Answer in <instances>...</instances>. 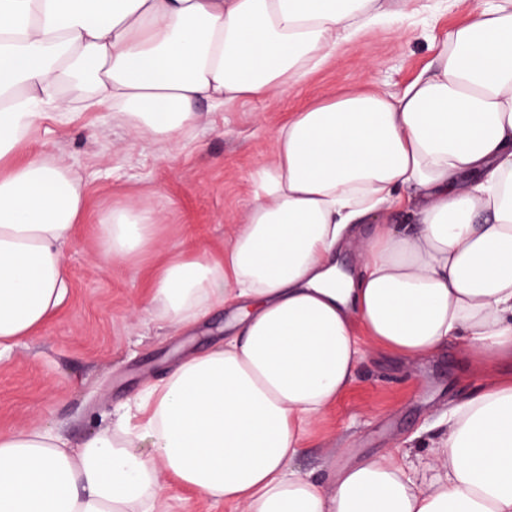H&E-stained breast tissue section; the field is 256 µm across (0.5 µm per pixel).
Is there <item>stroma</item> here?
I'll use <instances>...</instances> for the list:
<instances>
[{
    "mask_svg": "<svg viewBox=\"0 0 512 512\" xmlns=\"http://www.w3.org/2000/svg\"><path fill=\"white\" fill-rule=\"evenodd\" d=\"M480 3L414 0L409 17L373 25L283 93L241 100L220 112L200 104L192 138L178 146L133 137L105 109L43 119L24 156L54 154L82 178L87 208L66 248L70 282L61 312L0 361V434L51 428L78 447L183 357L222 344L227 310L189 329L150 315L149 284L159 259L185 244L219 255L244 222L272 133L290 113L374 83L401 88ZM134 202L159 214L154 249L133 265L103 263L101 217ZM485 380L467 371L456 343L426 359L372 351L319 422L297 466L322 478L331 464L403 445L420 430L437 429L449 405Z\"/></svg>",
    "mask_w": 512,
    "mask_h": 512,
    "instance_id": "stroma-1",
    "label": "stroma"
}]
</instances>
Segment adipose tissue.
Instances as JSON below:
<instances>
[{
    "label": "adipose tissue",
    "mask_w": 512,
    "mask_h": 512,
    "mask_svg": "<svg viewBox=\"0 0 512 512\" xmlns=\"http://www.w3.org/2000/svg\"><path fill=\"white\" fill-rule=\"evenodd\" d=\"M410 2L0 0V357L63 304L85 210L54 156L15 160L41 120L108 109L177 143L199 102L285 91ZM257 180L220 257L169 254L151 285L168 323L230 311L223 346L140 393V423L121 414L80 450L52 429L0 435V512H157L168 477L246 512H512V374L493 369L512 359V0L477 9L401 89L294 113ZM157 221L112 208L102 260L135 263ZM355 241L360 266L342 271ZM454 342L488 380L449 408L437 469L401 448L323 481L296 469L368 350L424 358Z\"/></svg>",
    "instance_id": "ef3b65f1"
}]
</instances>
